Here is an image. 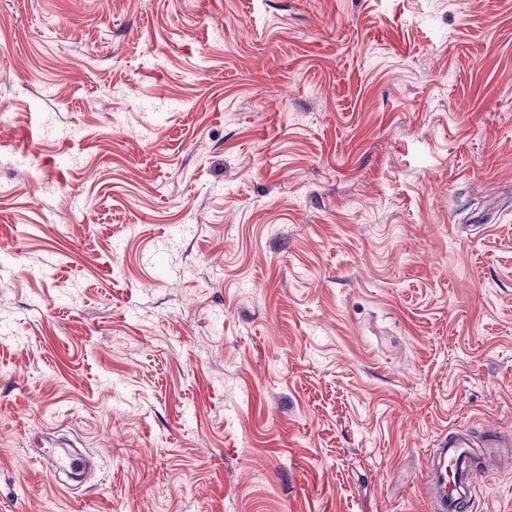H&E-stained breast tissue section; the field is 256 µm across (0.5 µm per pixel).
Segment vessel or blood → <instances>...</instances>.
I'll list each match as a JSON object with an SVG mask.
<instances>
[{
	"label": "vessel or blood",
	"mask_w": 512,
	"mask_h": 512,
	"mask_svg": "<svg viewBox=\"0 0 512 512\" xmlns=\"http://www.w3.org/2000/svg\"><path fill=\"white\" fill-rule=\"evenodd\" d=\"M482 441L459 429L449 430L423 464L425 487L433 512H467L480 493L473 471L474 450L483 447L485 456L512 447V432L488 422Z\"/></svg>",
	"instance_id": "1"
}]
</instances>
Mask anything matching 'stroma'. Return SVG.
<instances>
[{"instance_id":"stroma-1","label":"stroma","mask_w":512,"mask_h":512,"mask_svg":"<svg viewBox=\"0 0 512 512\" xmlns=\"http://www.w3.org/2000/svg\"><path fill=\"white\" fill-rule=\"evenodd\" d=\"M485 421L512 0H0V512H431Z\"/></svg>"}]
</instances>
